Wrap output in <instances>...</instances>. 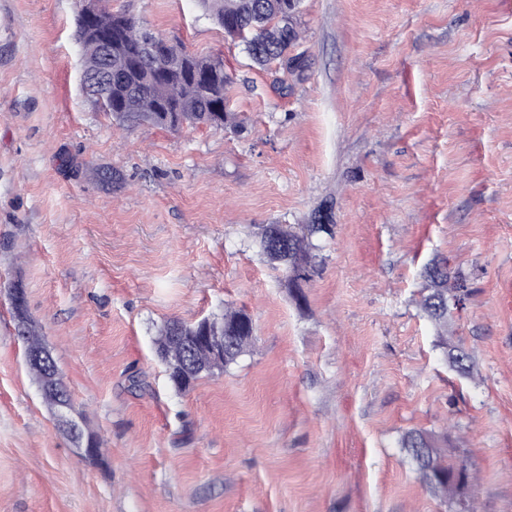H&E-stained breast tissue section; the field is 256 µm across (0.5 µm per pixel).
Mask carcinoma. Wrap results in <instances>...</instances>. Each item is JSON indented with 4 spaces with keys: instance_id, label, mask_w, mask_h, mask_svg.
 <instances>
[{
    "instance_id": "obj_1",
    "label": "carcinoma",
    "mask_w": 512,
    "mask_h": 512,
    "mask_svg": "<svg viewBox=\"0 0 512 512\" xmlns=\"http://www.w3.org/2000/svg\"><path fill=\"white\" fill-rule=\"evenodd\" d=\"M212 19L224 33L238 38L251 60L259 66L279 63L286 67L300 63L288 57V49L297 43L295 21L298 0H202ZM78 42L82 74L98 69L103 60L112 68V79L101 78L94 102L112 120L126 127L150 124L169 130L184 127L221 128L238 122V115L225 109V92L232 77L211 57L187 51L176 42L170 51L176 56L167 65L153 57L144 46L151 30L125 13L98 10L92 18L78 11ZM333 225L314 219L295 231L281 224H269L262 233L264 254L283 263L291 279L310 278L311 250H297L292 241L299 236L310 240L324 233L332 234ZM427 294L420 307L439 328L448 324V310L461 305L469 296L461 276L438 264L426 271ZM453 279L457 291L448 293L444 281ZM12 316L17 338L25 350L29 372L38 384L48 407L58 398L73 406L57 364L46 347L39 324L29 315L24 289H11ZM251 317L232 305L224 312L196 323L177 319L166 321L157 331L156 350L166 365L169 382L179 391L189 390L203 374L222 371L256 345ZM405 448L418 465L422 481L432 487L436 476L448 477L465 468V463L439 455L420 434L405 440Z\"/></svg>"
}]
</instances>
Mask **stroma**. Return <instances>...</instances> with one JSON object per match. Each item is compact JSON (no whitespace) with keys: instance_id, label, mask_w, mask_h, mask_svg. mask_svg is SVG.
Masks as SVG:
<instances>
[{"instance_id":"obj_1","label":"stroma","mask_w":512,"mask_h":512,"mask_svg":"<svg viewBox=\"0 0 512 512\" xmlns=\"http://www.w3.org/2000/svg\"><path fill=\"white\" fill-rule=\"evenodd\" d=\"M79 7L0 0V512H461L413 430L512 512V0H301L288 70L200 0H107L232 75L242 126L178 132L86 94ZM327 201L293 284L262 230ZM440 262L470 290L448 315L468 375L418 306ZM16 283L99 461L28 371ZM228 303L255 348L177 391L157 328ZM424 437L420 434H412L405 440V448L412 455L418 465L422 481L427 485L430 492L433 493L432 479L436 476L444 477L448 484L439 485L438 494L444 498L446 491L452 490L458 482L456 479H448V476L457 475L467 464L464 462L448 461V458L442 457L436 448H430Z\"/></svg>"}]
</instances>
